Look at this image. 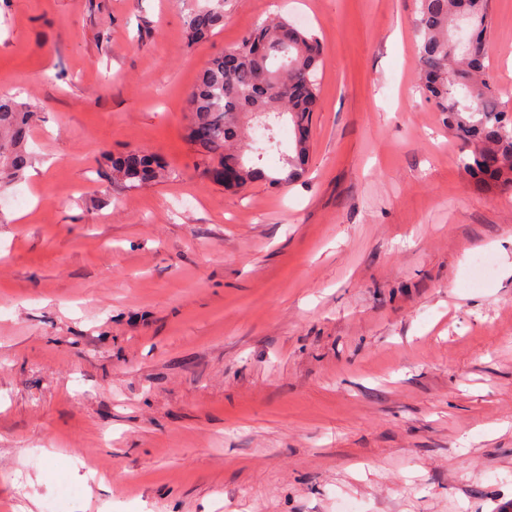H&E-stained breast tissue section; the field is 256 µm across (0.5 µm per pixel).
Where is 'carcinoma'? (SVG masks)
Segmentation results:
<instances>
[{
  "label": "carcinoma",
  "mask_w": 512,
  "mask_h": 512,
  "mask_svg": "<svg viewBox=\"0 0 512 512\" xmlns=\"http://www.w3.org/2000/svg\"><path fill=\"white\" fill-rule=\"evenodd\" d=\"M229 2L189 9L183 18L187 41L207 39L223 26ZM415 26L419 89L448 130L474 145L461 167L480 185L511 187L512 110L498 101L486 43L491 0H417ZM321 67L317 36L285 19L256 24L212 57L189 93L188 139L202 158V174L226 189L257 180L280 189L299 179L310 155ZM285 116L292 123L293 152L280 153L279 162L270 166L266 156L275 147L274 137L262 149L253 147L243 119L272 129ZM37 120L29 106L0 92L1 184L22 179L30 166L27 142ZM109 163L112 182L127 188L172 175L160 158L138 150L114 155Z\"/></svg>",
  "instance_id": "obj_1"
}]
</instances>
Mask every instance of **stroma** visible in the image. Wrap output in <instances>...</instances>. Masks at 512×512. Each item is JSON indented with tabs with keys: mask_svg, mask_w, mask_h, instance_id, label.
Wrapping results in <instances>:
<instances>
[{
	"mask_svg": "<svg viewBox=\"0 0 512 512\" xmlns=\"http://www.w3.org/2000/svg\"><path fill=\"white\" fill-rule=\"evenodd\" d=\"M188 7L0 0V91L39 114L0 188V512H512V188L419 93L415 0H233L194 44ZM276 16L324 50L310 160L227 190L188 93ZM130 149L175 178L113 184Z\"/></svg>",
	"mask_w": 512,
	"mask_h": 512,
	"instance_id": "35a3bbf8",
	"label": "stroma"
}]
</instances>
